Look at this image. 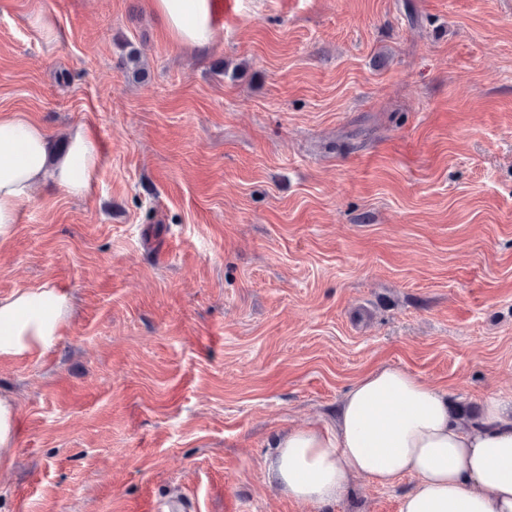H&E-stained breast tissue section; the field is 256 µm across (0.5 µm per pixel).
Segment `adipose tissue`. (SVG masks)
Returning <instances> with one entry per match:
<instances>
[{
    "mask_svg": "<svg viewBox=\"0 0 512 512\" xmlns=\"http://www.w3.org/2000/svg\"><path fill=\"white\" fill-rule=\"evenodd\" d=\"M180 43L198 49L214 39L209 0H153ZM57 155L26 115H0V244L13 238L18 211L53 181L79 194L97 164V145L81 127ZM71 308L51 283L0 298V360L51 348ZM417 478L401 512H512V412L489 403L479 421L458 417L445 395L395 367L357 381L336 410L334 427L291 428L278 439L269 478L289 497L313 506L338 500L355 476L393 484Z\"/></svg>",
    "mask_w": 512,
    "mask_h": 512,
    "instance_id": "obj_1",
    "label": "adipose tissue"
}]
</instances>
